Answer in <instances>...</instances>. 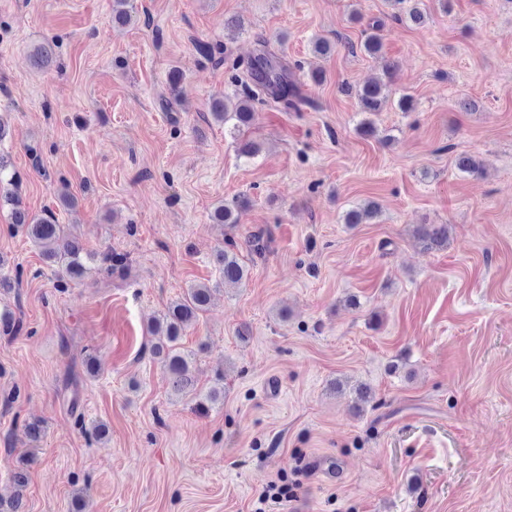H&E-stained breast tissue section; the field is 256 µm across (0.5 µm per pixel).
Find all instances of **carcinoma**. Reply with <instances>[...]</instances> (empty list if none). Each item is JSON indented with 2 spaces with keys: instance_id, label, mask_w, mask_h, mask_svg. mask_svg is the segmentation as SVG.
I'll return each mask as SVG.
<instances>
[{
  "instance_id": "obj_1",
  "label": "carcinoma",
  "mask_w": 512,
  "mask_h": 512,
  "mask_svg": "<svg viewBox=\"0 0 512 512\" xmlns=\"http://www.w3.org/2000/svg\"><path fill=\"white\" fill-rule=\"evenodd\" d=\"M397 9L393 18L406 19L420 24L425 21V11L420 8L422 0H388ZM135 14L133 0H112V23L125 25ZM361 48L369 56L377 57L383 49L379 27H371ZM59 48L57 40L45 39L39 43L33 58L36 65H50ZM231 82L244 85L243 96L231 99L220 96L212 99L210 116L224 125L232 124L233 133H242L254 120L252 102L270 97L287 108H295L303 100L297 82L292 78L288 64L282 58L266 49L254 55L247 63L245 71L238 72L239 64L231 66ZM387 85L381 81L369 83L358 89L357 97L361 111L373 115L382 110L386 100ZM9 159L0 155V209L9 208L14 224L41 248L45 261L57 267L58 281L63 283L82 276L88 271L84 262V247L78 238L56 223L52 212L31 217L21 205L18 194V177L8 173ZM378 213V206L371 201L364 206L346 212L344 222L362 224ZM241 206L232 202L218 206L213 218L221 224L240 223ZM421 240L429 245L440 246L448 242V225L428 224L417 229ZM237 244L228 241L226 246L216 251L214 263L217 265L224 286H239L247 278L245 266L235 252ZM211 288L205 284L187 289L184 296L173 302L167 311L149 328L152 336L158 337L153 345V353L159 357L167 375L171 390L177 394L188 393L194 387L192 364L194 353L180 347L181 335L210 302Z\"/></svg>"
}]
</instances>
